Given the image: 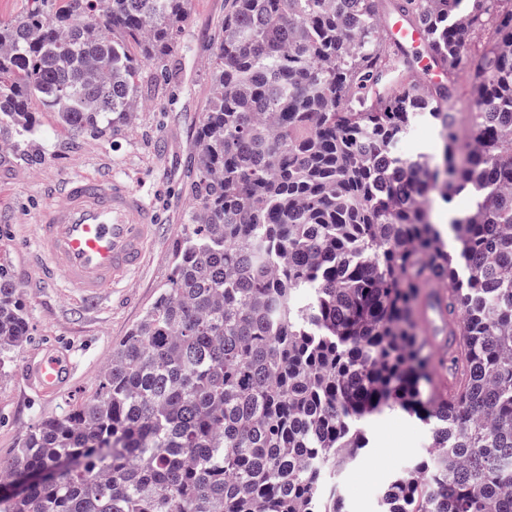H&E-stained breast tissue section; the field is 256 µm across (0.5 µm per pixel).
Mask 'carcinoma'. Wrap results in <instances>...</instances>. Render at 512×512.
I'll use <instances>...</instances> for the list:
<instances>
[{
  "instance_id": "cac0c4a2",
  "label": "carcinoma",
  "mask_w": 512,
  "mask_h": 512,
  "mask_svg": "<svg viewBox=\"0 0 512 512\" xmlns=\"http://www.w3.org/2000/svg\"><path fill=\"white\" fill-rule=\"evenodd\" d=\"M191 0H27L0 23V152L40 155L32 101L114 136L168 73ZM445 80L381 28L382 0H228L174 276L94 393L0 459V512H343L336 474L386 412L431 451L380 512H512V9L391 0ZM484 52L461 134L452 87ZM427 123L439 153L400 144ZM473 207L446 245L429 198ZM452 292L460 394L442 403L415 309ZM27 336L0 264V369ZM494 22H486L473 29L468 35V49L463 60L453 95V105L456 112H467V102L471 96V80L479 65L486 47L496 38Z\"/></svg>"
}]
</instances>
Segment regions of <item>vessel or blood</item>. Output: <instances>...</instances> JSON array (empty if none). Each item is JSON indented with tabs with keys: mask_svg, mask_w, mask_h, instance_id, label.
Returning a JSON list of instances; mask_svg holds the SVG:
<instances>
[{
	"mask_svg": "<svg viewBox=\"0 0 512 512\" xmlns=\"http://www.w3.org/2000/svg\"><path fill=\"white\" fill-rule=\"evenodd\" d=\"M396 43L417 50L424 42L422 28L396 19L391 25ZM35 238L40 274L45 282L63 280L86 306L95 305L104 290L138 269L149 240L157 232L153 209L126 181L109 174L72 176L60 186L58 201L35 216ZM431 302L420 305L418 318L429 340L438 348L436 392L452 400L459 389L454 378L457 325L438 334L432 326V306L446 307L444 291H434ZM72 364L61 351L47 348L26 361L28 385L41 397L54 399L66 383Z\"/></svg>",
	"mask_w": 512,
	"mask_h": 512,
	"instance_id": "1",
	"label": "vessel or blood"
}]
</instances>
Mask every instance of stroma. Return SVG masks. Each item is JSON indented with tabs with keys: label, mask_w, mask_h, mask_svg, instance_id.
Segmentation results:
<instances>
[{
	"label": "stroma",
	"mask_w": 512,
	"mask_h": 512,
	"mask_svg": "<svg viewBox=\"0 0 512 512\" xmlns=\"http://www.w3.org/2000/svg\"><path fill=\"white\" fill-rule=\"evenodd\" d=\"M224 8L225 0H192L171 70L145 85L147 107L137 112L130 130L114 137L75 138L60 127L54 113L39 107L35 117L42 136L41 160L0 156V263L10 268L28 317L26 338L0 370V458L19 448L34 423L59 416L68 402L93 394L113 347L128 336L172 276V253L189 209L185 188L211 96L212 60ZM495 37L491 22L469 33L453 95L456 111H466L474 72ZM104 169L146 197L160 229L147 245L142 266L113 284L96 306L86 308L63 284H42L31 261L33 220L47 185ZM50 346L69 356L74 374L63 392L47 401L26 387L22 373L27 356ZM369 433L370 452L337 478L345 512H379L380 492L390 476L428 451L426 428L399 412L373 420Z\"/></svg>",
	"instance_id": "stroma-1"
}]
</instances>
